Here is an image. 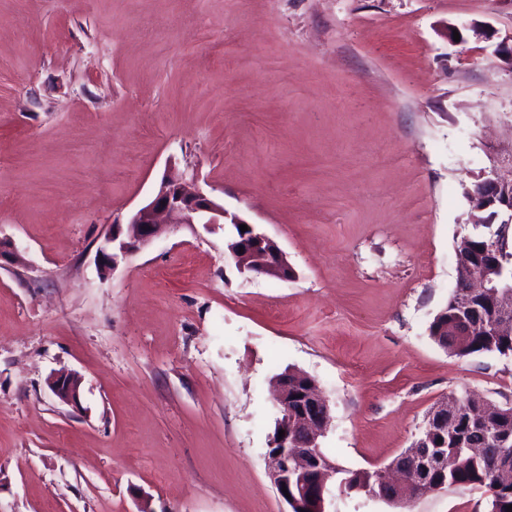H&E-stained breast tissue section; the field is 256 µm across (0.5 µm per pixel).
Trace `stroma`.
<instances>
[{"label": "stroma", "instance_id": "obj_1", "mask_svg": "<svg viewBox=\"0 0 512 512\" xmlns=\"http://www.w3.org/2000/svg\"><path fill=\"white\" fill-rule=\"evenodd\" d=\"M511 33L512 0H0V512H288L266 470L288 367L346 469L388 465L450 395L512 405L511 357L429 337L466 189L512 176ZM172 167L293 277L240 271L201 224L101 275ZM489 510L468 487L411 503ZM80 378L73 373H62L53 377L49 386L53 393L65 404L76 405L80 397Z\"/></svg>", "mask_w": 512, "mask_h": 512}]
</instances>
